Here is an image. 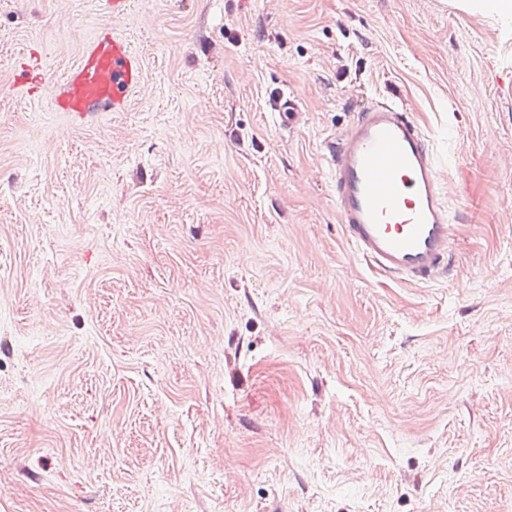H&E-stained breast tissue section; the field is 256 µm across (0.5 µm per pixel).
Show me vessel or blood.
<instances>
[{"mask_svg":"<svg viewBox=\"0 0 512 512\" xmlns=\"http://www.w3.org/2000/svg\"><path fill=\"white\" fill-rule=\"evenodd\" d=\"M143 81L140 55L123 35L103 28L58 81L53 107L122 112ZM328 152L338 219L356 254L401 282L441 274L455 224L435 154L411 115L392 101L371 102Z\"/></svg>","mask_w":512,"mask_h":512,"instance_id":"obj_1","label":"vessel or blood"}]
</instances>
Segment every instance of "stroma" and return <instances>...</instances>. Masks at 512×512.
Segmentation results:
<instances>
[{
  "label": "stroma",
  "mask_w": 512,
  "mask_h": 512,
  "mask_svg": "<svg viewBox=\"0 0 512 512\" xmlns=\"http://www.w3.org/2000/svg\"><path fill=\"white\" fill-rule=\"evenodd\" d=\"M126 111L18 97L98 26ZM299 104L281 123L280 93ZM391 98L448 273L386 279L328 147ZM512 512V23L479 0H0V512ZM23 72L24 74L20 77L17 84L22 87L28 95L36 93L38 87L48 80V75L39 64H35L32 67L24 65Z\"/></svg>",
  "instance_id": "stroma-1"
}]
</instances>
